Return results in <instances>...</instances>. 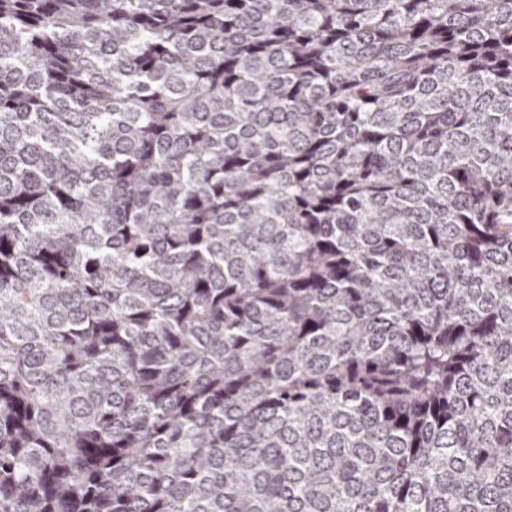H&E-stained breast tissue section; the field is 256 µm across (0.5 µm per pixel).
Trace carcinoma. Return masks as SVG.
Returning <instances> with one entry per match:
<instances>
[{"label":"carcinoma","mask_w":512,"mask_h":512,"mask_svg":"<svg viewBox=\"0 0 512 512\" xmlns=\"http://www.w3.org/2000/svg\"><path fill=\"white\" fill-rule=\"evenodd\" d=\"M0 512H512V0H0Z\"/></svg>","instance_id":"obj_1"}]
</instances>
